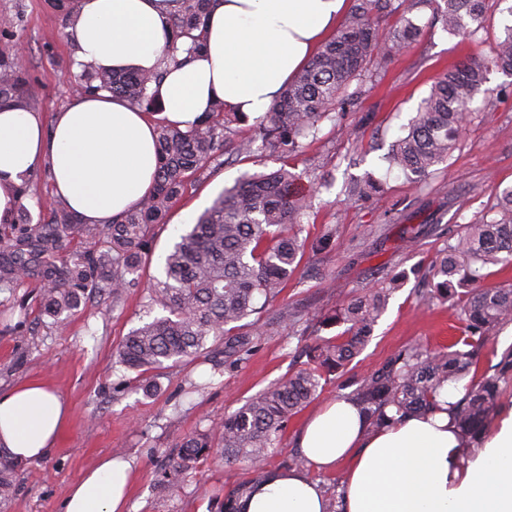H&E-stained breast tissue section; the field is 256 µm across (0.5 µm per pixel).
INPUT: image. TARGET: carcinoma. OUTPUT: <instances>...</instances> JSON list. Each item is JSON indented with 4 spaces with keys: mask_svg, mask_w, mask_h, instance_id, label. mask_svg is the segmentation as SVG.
Instances as JSON below:
<instances>
[{
    "mask_svg": "<svg viewBox=\"0 0 512 512\" xmlns=\"http://www.w3.org/2000/svg\"><path fill=\"white\" fill-rule=\"evenodd\" d=\"M507 0H353L336 34L295 78L276 95L268 110L254 120L253 133L237 134L232 125L245 121L215 101L210 111L185 131L162 124L158 129L159 162L152 193L110 224H83L60 202L49 205L50 220L42 224H10L0 233V289L41 285L40 311L57 328L81 304L97 296L117 306L125 290L138 286L136 274L152 250L156 232L166 225L172 203L205 173L217 153L229 150L246 158L297 154L317 126L345 108L369 75L368 65L417 42L421 29L410 14L432 10L431 22L449 35L471 39L491 17V7ZM213 0H180L169 26L165 60L178 62L204 48L205 28ZM398 15L396 26L384 29L380 20ZM512 74V23L503 27L490 63L461 61L435 78L428 95L385 156L389 168L425 185L435 167L445 163L460 144L459 130L468 124L470 105L486 83L489 66ZM161 73L106 71L84 68L76 91H106L127 99L147 112L162 110L151 92ZM31 96L24 69L0 61V100L28 104ZM327 176L293 172L285 166L244 175L224 189L197 222L178 231L163 260V279L156 281L151 300L165 314L131 330L116 351L117 363L144 372L177 367L207 348L224 354V361L243 363L257 343L260 314L285 288L300 266L307 248L327 244L336 230L325 228L308 244L301 237L303 218L311 207L313 188ZM380 183L368 176L346 190L357 202L377 192ZM492 211L466 226L448 244L436 264L435 297L450 301L462 322L461 335L448 347L431 351L407 346L380 368L358 381L349 394L378 428L389 421L386 409L406 417L438 407V390L464 378V394L453 406L461 434L460 457L467 459L482 447L491 431L503 387L512 381V348L501 357L492 376L471 374L481 352L498 330L512 322V286H484L485 270L512 264V187L496 193ZM94 239L99 248L88 254L63 255L73 235ZM470 286L455 295L453 278ZM391 289L357 294L323 320L345 326L333 338H317L309 362L286 378L276 380L224 416V421L184 439L162 475V483H179L212 456L231 463H254L251 477L224 495L220 512H238L239 499L265 480L262 464L277 447L288 421L322 391L367 346L386 311ZM19 466L0 448V503L15 491Z\"/></svg>",
    "mask_w": 512,
    "mask_h": 512,
    "instance_id": "1",
    "label": "carcinoma"
}]
</instances>
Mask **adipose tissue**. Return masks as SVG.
<instances>
[{
    "instance_id": "ef3b65f1",
    "label": "adipose tissue",
    "mask_w": 512,
    "mask_h": 512,
    "mask_svg": "<svg viewBox=\"0 0 512 512\" xmlns=\"http://www.w3.org/2000/svg\"><path fill=\"white\" fill-rule=\"evenodd\" d=\"M177 0H75L69 40L83 64L164 70L149 114L105 92L77 97L51 126L0 102V223L9 222L24 181L41 167L52 197L85 224H108L147 196L158 166V123L187 129L211 101L253 119L320 50L349 10L348 0H216L205 48L182 65L164 64ZM447 386L440 410L371 427L359 407L338 398L302 428L298 446L311 469L348 463L342 512H512V417L479 456L461 462L459 432L447 410L462 395ZM68 408L37 381L0 391V446L16 459L45 457ZM310 471L275 470L240 502L241 512H327ZM132 459L108 454L68 491L63 512H129Z\"/></svg>"
}]
</instances>
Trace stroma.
I'll return each instance as SVG.
<instances>
[{"label": "stroma", "instance_id": "1", "mask_svg": "<svg viewBox=\"0 0 512 512\" xmlns=\"http://www.w3.org/2000/svg\"><path fill=\"white\" fill-rule=\"evenodd\" d=\"M430 16L427 8L413 12L421 28L418 42L373 66L358 99L340 118L319 123L301 153L269 158L272 167L285 164L331 176V184L315 192L305 227L313 236L324 226L335 227L336 244L304 256L288 286L261 314V336L245 363L218 370L213 356L203 354L185 366L140 374L113 357L128 332L161 313L149 307L148 287L162 275V259L183 214L200 215L225 187L256 170L245 157L225 155L217 173L201 177L172 205L143 260L139 287L129 289L119 306L89 302L60 331L40 313L37 283L14 293L0 291V389L39 380L71 409L52 451L25 463L0 512H61L69 488L115 451L138 466L129 512H216L219 500L249 478V463L208 460L184 482L164 486L158 479L169 458L186 436L223 421L269 383L299 369L310 335L338 334L333 325L316 327L314 315L330 314L355 294L385 287L391 271L407 277L392 292L371 341L291 418L266 468H287L306 419L328 400L348 395L355 381L398 350L419 344L435 351L458 335L456 311L427 296L429 272L453 237L487 212L496 190L512 186V75L489 70L461 145L426 186L389 170L384 157L435 78L464 57L489 56L504 26L502 16L494 15L487 29L462 42L431 25ZM20 51L26 56L31 107L51 120L75 98L81 68L65 35V18L49 0H0V59L13 60ZM368 174L380 180L379 192L344 204L345 184ZM413 234L418 244L411 250L406 240ZM282 308L290 320L274 321V311Z\"/></svg>", "mask_w": 512, "mask_h": 512}]
</instances>
